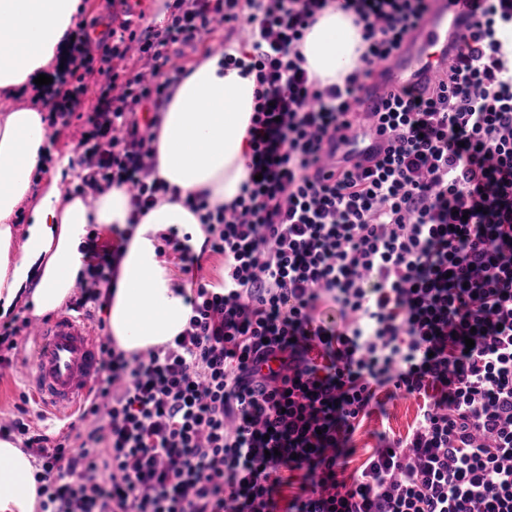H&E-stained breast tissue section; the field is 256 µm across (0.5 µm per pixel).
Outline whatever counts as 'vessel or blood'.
<instances>
[{
  "mask_svg": "<svg viewBox=\"0 0 512 512\" xmlns=\"http://www.w3.org/2000/svg\"><path fill=\"white\" fill-rule=\"evenodd\" d=\"M481 8V0H431L429 11L393 59L379 65V80L362 92L358 109L368 121L337 142L327 155L326 170H334L343 158L362 159L383 151L385 140L376 130L373 113L382 111L390 91L432 83L447 68ZM30 335L32 347L17 371L43 418L70 424L83 412L99 376L100 337L84 316L70 312L34 319Z\"/></svg>",
  "mask_w": 512,
  "mask_h": 512,
  "instance_id": "obj_1",
  "label": "vessel or blood"
}]
</instances>
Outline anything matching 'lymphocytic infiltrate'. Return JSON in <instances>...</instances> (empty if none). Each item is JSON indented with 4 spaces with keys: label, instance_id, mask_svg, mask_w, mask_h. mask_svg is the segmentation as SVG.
I'll use <instances>...</instances> for the list:
<instances>
[{
    "label": "lymphocytic infiltrate",
    "instance_id": "1",
    "mask_svg": "<svg viewBox=\"0 0 512 512\" xmlns=\"http://www.w3.org/2000/svg\"><path fill=\"white\" fill-rule=\"evenodd\" d=\"M330 0H170L140 23L129 0L110 43L88 21L35 96L50 124L76 117L87 76L96 103L77 159L94 203L126 187L129 226L85 251L82 304H108L133 227L184 200L205 237L167 243L217 281L192 280L191 315L141 352L103 336L94 425L79 446L0 423L33 458L38 512H512V0H486L446 71L390 94L372 167L328 149L358 124L352 106L429 0H341L365 49L343 83L310 78L299 46ZM256 79L250 176L227 205L180 198L156 175L157 122L183 77L181 47ZM339 316L317 317L321 300ZM421 398L406 435H380L352 482L338 478L356 424L380 393ZM303 493L280 508L283 471Z\"/></svg>",
    "mask_w": 512,
    "mask_h": 512
}]
</instances>
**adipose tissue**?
Wrapping results in <instances>:
<instances>
[{"label": "adipose tissue", "instance_id": "ef3b65f1", "mask_svg": "<svg viewBox=\"0 0 512 512\" xmlns=\"http://www.w3.org/2000/svg\"><path fill=\"white\" fill-rule=\"evenodd\" d=\"M79 0H0V95L26 90L66 46ZM364 49L352 13L328 7L300 45L309 73L321 84L339 83L358 65ZM222 58L202 59L182 78L161 114L154 143L156 174L179 189L178 202H163L137 224L120 260L119 278L107 308L108 333L127 353L171 341L184 330L191 309L157 253L155 237L169 227L204 234L184 197L203 196L227 204L248 178L246 136L255 106L256 83ZM52 153L46 114L33 106L0 112V317L17 306L30 315L58 310L86 275L82 246L90 225L126 226L130 217L123 189L105 190L95 206L70 193L71 174L55 166L39 171ZM38 196L24 229L15 226L19 206ZM23 245H16V238ZM37 483L31 457L0 439V512H34Z\"/></svg>", "mask_w": 512, "mask_h": 512}]
</instances>
